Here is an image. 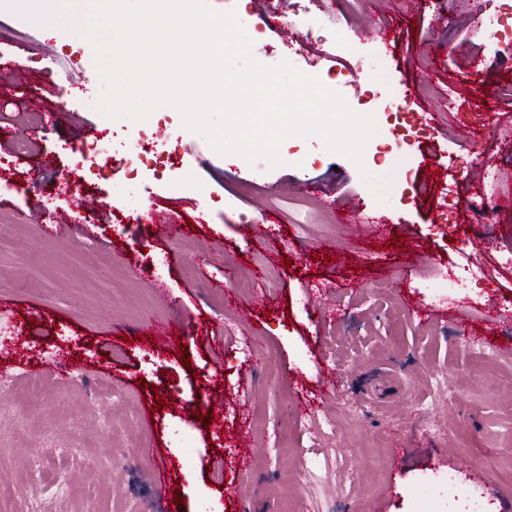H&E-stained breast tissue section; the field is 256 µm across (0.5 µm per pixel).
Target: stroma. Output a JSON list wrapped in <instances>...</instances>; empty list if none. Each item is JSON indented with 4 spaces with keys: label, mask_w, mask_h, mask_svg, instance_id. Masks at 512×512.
I'll list each match as a JSON object with an SVG mask.
<instances>
[{
    "label": "stroma",
    "mask_w": 512,
    "mask_h": 512,
    "mask_svg": "<svg viewBox=\"0 0 512 512\" xmlns=\"http://www.w3.org/2000/svg\"><path fill=\"white\" fill-rule=\"evenodd\" d=\"M246 11L276 47L271 64L313 75L366 58L367 79L336 87L354 112L385 92L413 96L405 165L381 151L396 126L382 112L360 168L316 137L287 139L273 169L221 156L166 106L143 121L107 118L82 33L41 24L35 0L0 8V215L12 222L0 226V338L20 343L0 352V512H30L15 480L59 449L73 493L44 494L41 512H416L450 472L456 485L436 512L459 496L512 512V325L488 317L512 308V95L499 91L512 85V55L451 0H316L321 22L341 19L346 54L307 30L293 0H280L298 35L289 46L267 0ZM61 84L72 89L65 105ZM35 106L64 117L29 126ZM104 129L115 132L108 160L95 149ZM137 135L155 164L132 177L113 162ZM364 169L382 179L383 199ZM71 170L80 188L56 195ZM487 195L500 202L484 214ZM353 199L373 226L360 238L335 218ZM149 210L176 214L186 232L159 238L139 221ZM465 254L481 279L441 287ZM228 267L248 287L226 281ZM431 309L447 319L425 320ZM157 319L172 342L143 336ZM52 356L71 362L67 385L41 372ZM301 401L334 421L329 444L311 441L293 411ZM128 414L127 442H112L106 416ZM180 429L196 441L190 469ZM159 460L170 473L162 499L151 488Z\"/></svg>",
    "instance_id": "35a3bbf8"
}]
</instances>
